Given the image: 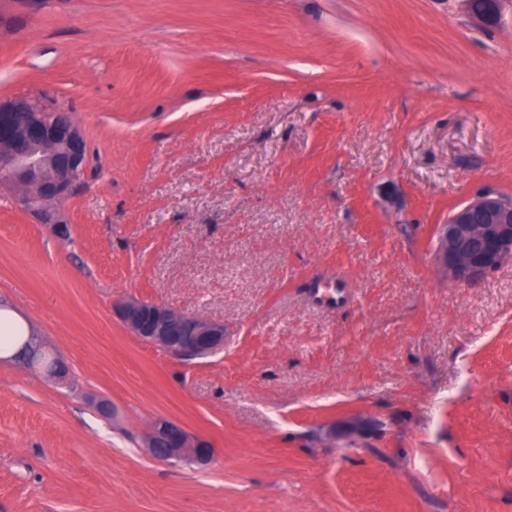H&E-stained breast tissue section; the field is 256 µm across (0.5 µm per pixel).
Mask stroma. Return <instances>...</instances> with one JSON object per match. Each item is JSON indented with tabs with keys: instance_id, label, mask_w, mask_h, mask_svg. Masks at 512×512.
<instances>
[{
	"instance_id": "stroma-1",
	"label": "stroma",
	"mask_w": 512,
	"mask_h": 512,
	"mask_svg": "<svg viewBox=\"0 0 512 512\" xmlns=\"http://www.w3.org/2000/svg\"><path fill=\"white\" fill-rule=\"evenodd\" d=\"M12 98L87 158L63 240L0 185V301L71 375L0 362V512H512V258L436 257L512 199V0H0ZM127 296L223 351L141 342ZM158 418L212 465L146 456ZM512 257V201L485 193L452 212L438 235V258L457 281H471ZM114 309L133 336L180 361L205 358L224 349L223 323L137 298L120 301Z\"/></svg>"
}]
</instances>
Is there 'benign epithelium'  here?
Instances as JSON below:
<instances>
[{
  "label": "benign epithelium",
  "mask_w": 512,
  "mask_h": 512,
  "mask_svg": "<svg viewBox=\"0 0 512 512\" xmlns=\"http://www.w3.org/2000/svg\"><path fill=\"white\" fill-rule=\"evenodd\" d=\"M85 143L71 118L50 107L33 108L21 99L0 101V182L25 186L26 209L41 224L64 223L50 203L69 197L83 172ZM512 257V201L485 193L448 216L438 235V258L457 281H471ZM115 314L139 340L180 361L215 355L224 349V324L179 313L163 305L129 298ZM42 344L29 332L8 356L25 365L45 360ZM146 453L163 461L209 465L212 444L168 419L155 420L146 433Z\"/></svg>",
  "instance_id": "benign-epithelium-1"
}]
</instances>
